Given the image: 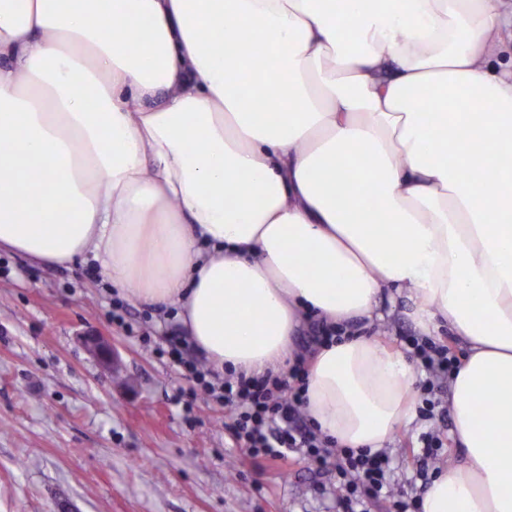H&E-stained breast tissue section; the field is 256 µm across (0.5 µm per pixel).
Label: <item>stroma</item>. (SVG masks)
I'll list each match as a JSON object with an SVG mask.
<instances>
[{"label": "stroma", "instance_id": "obj_1", "mask_svg": "<svg viewBox=\"0 0 512 512\" xmlns=\"http://www.w3.org/2000/svg\"><path fill=\"white\" fill-rule=\"evenodd\" d=\"M100 267L45 268L0 251V512H337L336 465L251 459L220 406L187 422L169 398L177 372L144 345L174 322L129 305L133 333L112 323ZM398 297L372 334L397 349L417 335ZM112 346L105 365L84 341ZM419 427L390 442L395 494L414 493Z\"/></svg>", "mask_w": 512, "mask_h": 512}]
</instances>
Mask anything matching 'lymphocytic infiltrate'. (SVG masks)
<instances>
[{"instance_id": "f902f5d3", "label": "lymphocytic infiltrate", "mask_w": 512, "mask_h": 512, "mask_svg": "<svg viewBox=\"0 0 512 512\" xmlns=\"http://www.w3.org/2000/svg\"><path fill=\"white\" fill-rule=\"evenodd\" d=\"M405 343L426 373L420 386V416L444 419L447 410L435 389L458 368L457 358L447 345L427 337L409 336ZM154 354L167 359L184 381L173 394V403L187 414L201 396L221 404L231 417L227 426L230 435L250 457L281 460L300 451L319 466L335 459L341 512H357L358 507L380 499L391 500L393 512H420V497L406 499L390 490L387 473L391 457L387 452L337 447L306 417L305 356H297L288 374L246 376L230 369L215 371L184 336L168 337L165 346L155 348Z\"/></svg>"}]
</instances>
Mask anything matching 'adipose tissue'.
I'll return each instance as SVG.
<instances>
[{
  "label": "adipose tissue",
  "instance_id": "1",
  "mask_svg": "<svg viewBox=\"0 0 512 512\" xmlns=\"http://www.w3.org/2000/svg\"><path fill=\"white\" fill-rule=\"evenodd\" d=\"M512 0H0V250L97 263L216 368L283 374L379 450L401 294L467 348L421 512H512ZM491 407H484L486 396ZM319 322H310L305 330H303L302 333H300V336H297V342H296V349L298 351H304L308 349L312 343L314 342L313 337L316 336L315 341L324 342L329 341L332 343L333 338L335 337L334 328L324 327ZM318 326L321 327L320 329V336L318 333Z\"/></svg>",
  "mask_w": 512,
  "mask_h": 512
}]
</instances>
